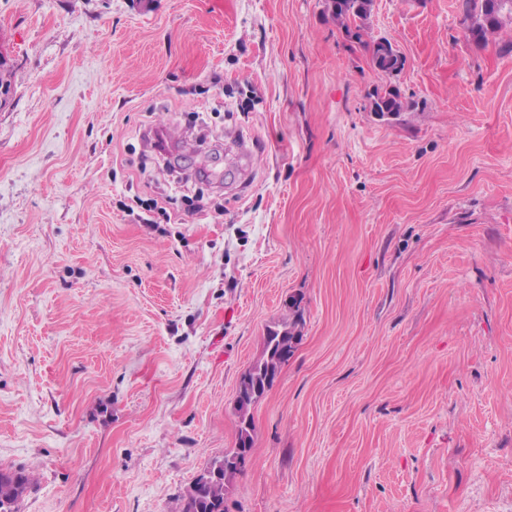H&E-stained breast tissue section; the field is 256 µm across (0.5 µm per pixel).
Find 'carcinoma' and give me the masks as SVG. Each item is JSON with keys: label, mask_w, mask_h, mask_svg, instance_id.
Listing matches in <instances>:
<instances>
[{"label": "carcinoma", "mask_w": 512, "mask_h": 512, "mask_svg": "<svg viewBox=\"0 0 512 512\" xmlns=\"http://www.w3.org/2000/svg\"><path fill=\"white\" fill-rule=\"evenodd\" d=\"M373 0H332V12L336 22L346 35L356 43L364 45L375 69L394 75L404 69L405 56L387 39H382L389 48L390 57L376 58L378 42H366L365 27L371 15ZM467 26L468 38L476 44H486L498 34L506 23L512 24V0H461ZM371 111L378 117L398 116L407 109L400 90L396 87L376 89L371 94ZM300 315L291 322L268 330L264 337V350L250 368L251 383L237 392L235 414L237 418L236 448L224 454V458L212 464L221 471L219 478L206 486L192 484L183 496L182 512H220L219 506L226 501L236 477L244 467L236 460L239 451L253 447L252 409L274 384L282 365L292 354L294 342L299 340ZM32 483V477L22 470L0 469V512H17L15 505Z\"/></svg>", "instance_id": "carcinoma-1"}]
</instances>
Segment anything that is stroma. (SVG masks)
Listing matches in <instances>:
<instances>
[{
  "label": "stroma",
  "mask_w": 512,
  "mask_h": 512,
  "mask_svg": "<svg viewBox=\"0 0 512 512\" xmlns=\"http://www.w3.org/2000/svg\"><path fill=\"white\" fill-rule=\"evenodd\" d=\"M330 4L0 0L19 512H179L297 313L226 512H512V54L460 0H373L387 75ZM148 128L187 166L167 223L170 175L130 165ZM371 112L378 117L398 116L407 109L400 90L396 87H389L373 91L371 94Z\"/></svg>",
  "instance_id": "1"
}]
</instances>
